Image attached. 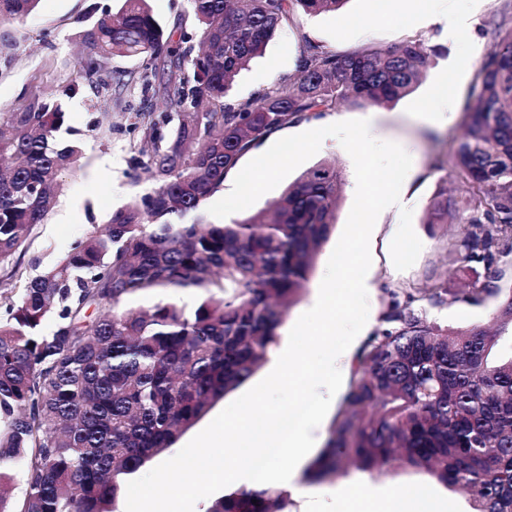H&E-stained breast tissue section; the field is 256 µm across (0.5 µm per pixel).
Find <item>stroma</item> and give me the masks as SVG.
<instances>
[{
  "label": "stroma",
  "instance_id": "obj_1",
  "mask_svg": "<svg viewBox=\"0 0 512 512\" xmlns=\"http://www.w3.org/2000/svg\"><path fill=\"white\" fill-rule=\"evenodd\" d=\"M118 0H40L36 11L22 22L0 24V113L21 112L36 98L59 99L67 114L60 137L78 142L83 151L79 167L60 179L58 203L44 223L33 227L14 260L25 276L32 277L57 263L70 245L87 233L107 224L112 212L137 192L134 159L141 143L129 128L125 105H138L139 85L123 91L101 89L78 80L77 59L83 51L84 33L99 11L117 9ZM151 7L165 31L197 36L188 0H151ZM454 10L465 12L469 23L455 37L428 25L417 0H350L345 11L309 15L295 11L287 27L267 45L262 57L242 72L231 95L246 98L280 79L295 75L303 39L324 50L354 51L365 44L384 47L409 35H419L428 44L441 46L424 81L411 96L379 111L372 135L394 141L415 157L417 167L408 173L403 188L408 208L413 211V229L423 248L415 264L405 271L392 262L390 244L400 223V212L384 210L370 238L372 263L366 276L369 317L380 320L392 298H404L426 277L444 282L450 300L447 306L427 310L429 320L452 327H489L497 299L480 305L462 302V292L479 287L486 273L461 260L463 226L459 223H427L429 204L440 188L464 195L465 186L453 172L451 144L464 131L463 106L475 74L490 51L494 25L512 26V0H453ZM79 83V92L62 96L64 86ZM446 89L448 101L443 119L428 122L421 114L423 103ZM331 161L342 172V199L336 212L335 232L318 252L315 268L299 301L284 316V328H292L313 302L316 287L324 277L327 261L344 228L355 191L354 166L336 138L324 139L320 150L305 161V168ZM371 485L388 487L421 482L471 512L470 493L439 485L430 475L394 463L387 473L367 477Z\"/></svg>",
  "mask_w": 512,
  "mask_h": 512
}]
</instances>
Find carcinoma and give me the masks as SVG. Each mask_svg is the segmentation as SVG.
Returning <instances> with one entry per match:
<instances>
[{
	"label": "carcinoma",
	"mask_w": 512,
	"mask_h": 512,
	"mask_svg": "<svg viewBox=\"0 0 512 512\" xmlns=\"http://www.w3.org/2000/svg\"><path fill=\"white\" fill-rule=\"evenodd\" d=\"M37 2L0 0V23L23 20ZM345 2L190 0L197 51L186 35L172 43L149 0H121L86 31L78 67L89 81L114 57L147 58L133 125L150 146L136 168L152 187L20 290L0 294V512H12L18 469L26 491L17 512H118L140 468L245 383L277 344L283 316L335 227L341 172L320 163L268 210L231 224L202 223L207 200L271 135L346 103L384 108L412 95L438 54L418 35L351 53L305 37L296 82L226 100L295 8L320 14ZM494 34L453 151L466 195L440 189L426 220L468 225L463 260L494 269L482 288L460 297L473 305L502 294L499 263L512 253V30ZM187 59L191 73L158 82V69L173 76ZM159 92L166 111L157 114ZM66 121L47 99L0 113V264L54 208L61 172L80 159L77 143L57 139ZM183 291L196 293L192 306L127 307L136 297ZM417 302L443 306L448 289L432 285L390 302L304 477L331 479L347 461L382 473L399 460L471 490L475 512H512V356L493 359L501 333L512 330V290L492 313L494 332L442 326ZM289 505L274 487L239 489L207 512H290Z\"/></svg>",
	"instance_id": "cac0c4a2"
}]
</instances>
